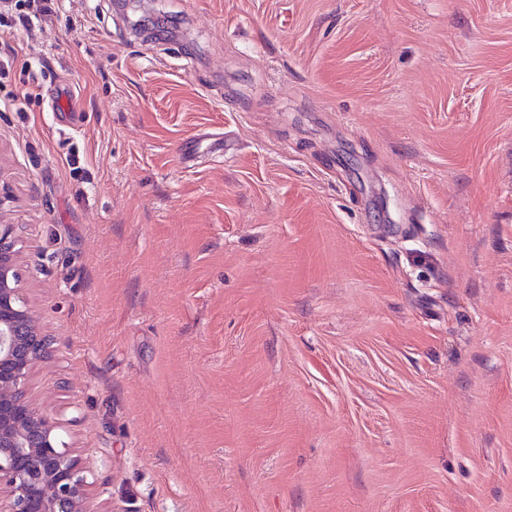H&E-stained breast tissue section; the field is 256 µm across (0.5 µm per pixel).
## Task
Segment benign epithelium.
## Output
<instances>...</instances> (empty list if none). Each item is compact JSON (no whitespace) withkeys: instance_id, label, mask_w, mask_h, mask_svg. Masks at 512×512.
<instances>
[{"instance_id":"1","label":"benign epithelium","mask_w":512,"mask_h":512,"mask_svg":"<svg viewBox=\"0 0 512 512\" xmlns=\"http://www.w3.org/2000/svg\"><path fill=\"white\" fill-rule=\"evenodd\" d=\"M12 202L0 175V512H94L85 467L30 394L49 342L23 286Z\"/></svg>"}]
</instances>
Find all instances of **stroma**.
<instances>
[{"label":"stroma","instance_id":"1","mask_svg":"<svg viewBox=\"0 0 512 512\" xmlns=\"http://www.w3.org/2000/svg\"><path fill=\"white\" fill-rule=\"evenodd\" d=\"M164 10L0 26L32 392L97 512H512V0Z\"/></svg>","mask_w":512,"mask_h":512}]
</instances>
